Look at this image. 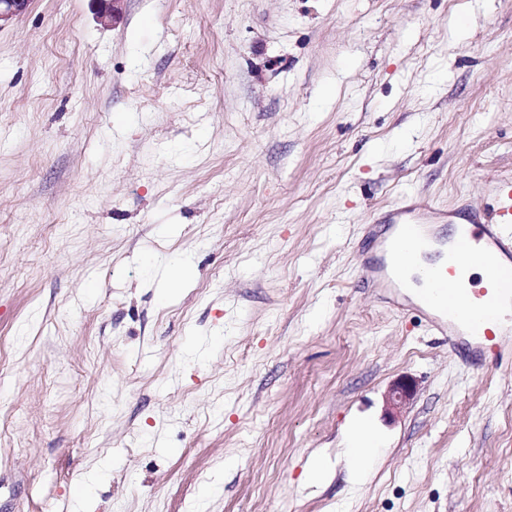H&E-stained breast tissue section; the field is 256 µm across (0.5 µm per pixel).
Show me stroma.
I'll return each instance as SVG.
<instances>
[{"label": "stroma", "instance_id": "stroma-1", "mask_svg": "<svg viewBox=\"0 0 512 512\" xmlns=\"http://www.w3.org/2000/svg\"><path fill=\"white\" fill-rule=\"evenodd\" d=\"M96 15L0 26V512H512V354L360 269L404 194L512 181V0ZM415 385L409 378H401L394 382L389 391V405L393 410L403 409L412 399ZM357 433L352 447L345 448L344 455L353 462L351 472L355 481H360L366 475L365 464L377 458L380 443L365 424L357 427Z\"/></svg>", "mask_w": 512, "mask_h": 512}]
</instances>
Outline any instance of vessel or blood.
<instances>
[{
    "instance_id": "vessel-or-blood-1",
    "label": "vessel or blood",
    "mask_w": 512,
    "mask_h": 512,
    "mask_svg": "<svg viewBox=\"0 0 512 512\" xmlns=\"http://www.w3.org/2000/svg\"><path fill=\"white\" fill-rule=\"evenodd\" d=\"M385 221L394 226L396 234L387 242L382 262L362 264L365 282L398 287L402 263L409 255L425 250L432 240V225H455L448 261L427 270L429 287L420 294L419 302L427 310L431 326L447 337L452 349L466 350L480 363L499 365L512 351V323L499 319L504 300L512 299V232L503 230L504 225H512V184L499 187L498 204L489 214L471 206L462 216L411 195L390 210ZM474 266L486 271L487 281L470 290L465 274ZM451 281L456 282V290H448Z\"/></svg>"
}]
</instances>
